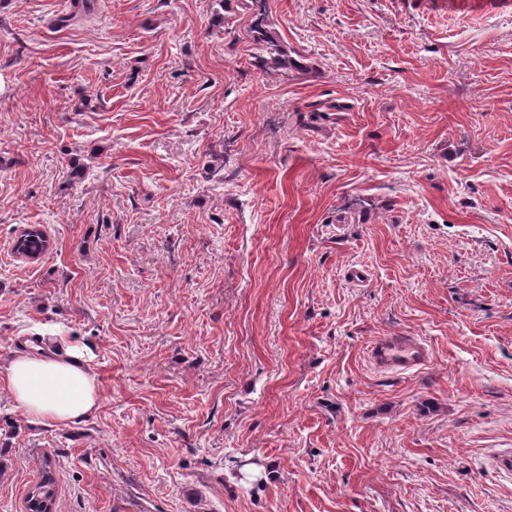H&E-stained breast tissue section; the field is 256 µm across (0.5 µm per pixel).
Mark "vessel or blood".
Here are the masks:
<instances>
[{
  "label": "vessel or blood",
  "mask_w": 512,
  "mask_h": 512,
  "mask_svg": "<svg viewBox=\"0 0 512 512\" xmlns=\"http://www.w3.org/2000/svg\"><path fill=\"white\" fill-rule=\"evenodd\" d=\"M367 356L377 370L401 374L425 367L430 361V349L418 336L382 335L369 344Z\"/></svg>",
  "instance_id": "obj_1"
}]
</instances>
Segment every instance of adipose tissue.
Here are the masks:
<instances>
[{
	"label": "adipose tissue",
	"instance_id": "adipose-tissue-1",
	"mask_svg": "<svg viewBox=\"0 0 512 512\" xmlns=\"http://www.w3.org/2000/svg\"><path fill=\"white\" fill-rule=\"evenodd\" d=\"M0 389L33 422L69 424L97 408L96 378L77 359L47 354H21L0 373Z\"/></svg>",
	"mask_w": 512,
	"mask_h": 512
}]
</instances>
